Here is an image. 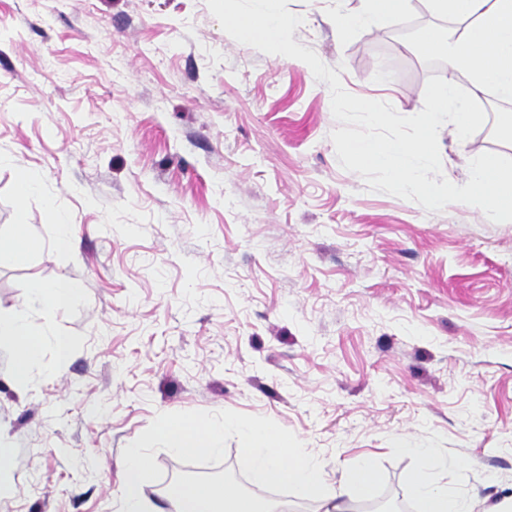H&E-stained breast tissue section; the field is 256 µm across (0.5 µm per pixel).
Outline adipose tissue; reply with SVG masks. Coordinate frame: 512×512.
Masks as SVG:
<instances>
[{"label": "adipose tissue", "instance_id": "ef3b65f1", "mask_svg": "<svg viewBox=\"0 0 512 512\" xmlns=\"http://www.w3.org/2000/svg\"><path fill=\"white\" fill-rule=\"evenodd\" d=\"M432 12L461 28L456 38L428 32L424 46L444 57L451 75L435 93V107L419 120L415 140L381 141L368 138L350 147L353 157L363 165H384L394 171L403 190L420 185V171L430 160L436 127L452 119L457 137L470 128L466 107L455 104V76L469 80L472 97L493 92L512 100V0H428ZM14 349L12 381L25 386L29 368L39 355L41 340L27 321L17 315L0 314V341ZM224 423L174 417L163 421L157 434L165 448L178 453L194 449L206 454L220 451ZM239 430L246 447L251 478L258 485L288 483L300 500L316 503V512H354L355 504L370 500L378 475L371 462L341 475L329 484L317 458L303 448L292 447L275 426L243 424ZM422 460L410 480L411 491L421 512H512V496L489 501L473 494L450 492L447 484L434 480L430 468L437 453L431 448L417 451ZM153 477V468L141 449L132 448L125 460L124 512H145L143 489ZM176 512H290L287 502H276L233 491L221 482H188L167 491Z\"/></svg>", "mask_w": 512, "mask_h": 512}]
</instances>
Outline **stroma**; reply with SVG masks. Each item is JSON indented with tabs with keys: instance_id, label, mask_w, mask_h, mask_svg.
<instances>
[{
	"instance_id": "obj_1",
	"label": "stroma",
	"mask_w": 512,
	"mask_h": 512,
	"mask_svg": "<svg viewBox=\"0 0 512 512\" xmlns=\"http://www.w3.org/2000/svg\"><path fill=\"white\" fill-rule=\"evenodd\" d=\"M363 7L289 0L292 38L349 93L415 115L433 74L419 34L452 25L412 0L341 26ZM457 94L469 134L438 142L460 185L473 157L512 148L493 93L471 98L461 77ZM337 127L327 83L235 41L205 0H0V237L24 224L41 243L0 255V313L42 340L25 387L0 343V512H120L130 448L154 471L147 512L228 466L314 512L253 484L237 431L217 455L168 451L167 416L275 423L332 483L372 457L374 499L398 512L420 510V448L447 459L449 488L512 495V222L369 190L340 165ZM62 278L81 285L73 302L34 300ZM365 7L358 13L343 14L340 23L347 27H367L374 22L395 15L404 14L411 0H363Z\"/></svg>"
}]
</instances>
